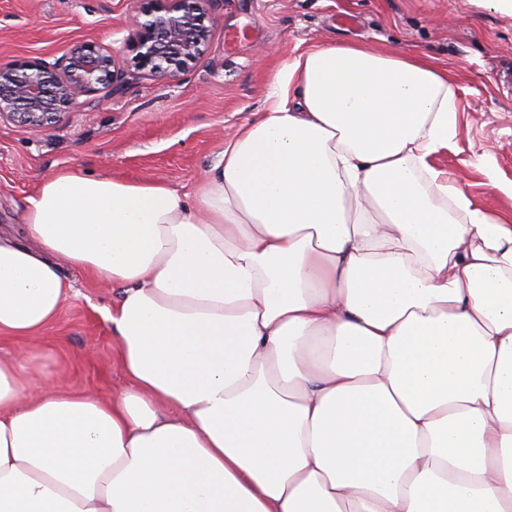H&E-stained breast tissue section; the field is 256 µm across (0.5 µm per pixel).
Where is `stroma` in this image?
<instances>
[{
	"mask_svg": "<svg viewBox=\"0 0 512 512\" xmlns=\"http://www.w3.org/2000/svg\"><path fill=\"white\" fill-rule=\"evenodd\" d=\"M142 7L141 0H0V59L52 62L85 41L119 47ZM206 25V53L178 79L130 70L105 105L83 97L43 129L1 118L0 229L18 230L27 198L71 167L192 191L225 140L261 116L274 69L310 47L345 41L395 46L455 72L456 136L434 162L477 204L512 219L504 192L512 184V13L494 0H220ZM482 151L481 168L474 156ZM62 272L75 292L55 323L40 339L1 341L0 356L38 355L59 384L118 394L127 381L100 314L118 290L67 266Z\"/></svg>",
	"mask_w": 512,
	"mask_h": 512,
	"instance_id": "35a3bbf8",
	"label": "stroma"
}]
</instances>
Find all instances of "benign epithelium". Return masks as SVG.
<instances>
[{"label":"benign epithelium","instance_id":"1","mask_svg":"<svg viewBox=\"0 0 512 512\" xmlns=\"http://www.w3.org/2000/svg\"><path fill=\"white\" fill-rule=\"evenodd\" d=\"M217 2L147 0L148 7L132 20L128 43L113 52L84 42L54 63L38 57L1 60L0 117L42 128L77 107L82 96L119 91L125 73L115 57L125 51L132 53L135 69L177 78L206 52L205 21Z\"/></svg>","mask_w":512,"mask_h":512}]
</instances>
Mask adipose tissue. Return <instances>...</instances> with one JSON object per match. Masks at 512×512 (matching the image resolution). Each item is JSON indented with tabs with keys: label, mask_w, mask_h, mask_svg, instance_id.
<instances>
[{
	"label": "adipose tissue",
	"mask_w": 512,
	"mask_h": 512,
	"mask_svg": "<svg viewBox=\"0 0 512 512\" xmlns=\"http://www.w3.org/2000/svg\"><path fill=\"white\" fill-rule=\"evenodd\" d=\"M192 192L76 168L0 232V338L73 293L128 386L0 358V512H512V224L432 159L454 78L325 44Z\"/></svg>",
	"instance_id": "adipose-tissue-1"
}]
</instances>
